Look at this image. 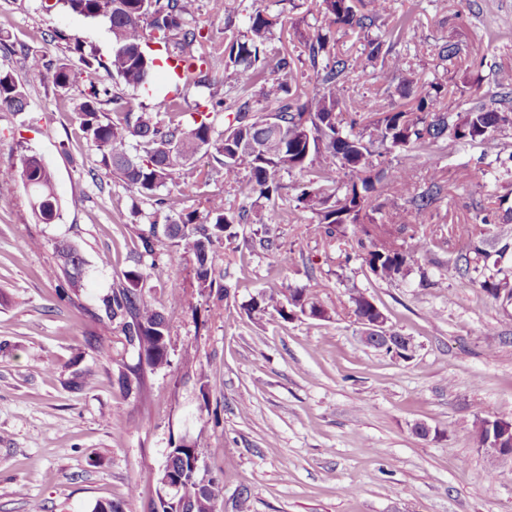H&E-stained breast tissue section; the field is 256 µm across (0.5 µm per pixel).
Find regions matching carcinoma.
<instances>
[{
	"mask_svg": "<svg viewBox=\"0 0 512 512\" xmlns=\"http://www.w3.org/2000/svg\"><path fill=\"white\" fill-rule=\"evenodd\" d=\"M76 15L103 22L112 39V56L106 63L84 55L79 63L98 66L112 78L134 90L149 84L157 60L182 62L185 84L209 87L213 70L228 97L205 98L195 103L193 123L180 117L181 104L165 98L147 112L143 104L121 92L100 90L95 85L74 98V112L80 126L99 156L104 174L120 181L140 197L153 201V210L143 214L148 233L140 234L146 254H155V243L165 239L167 262L151 260L147 275L161 277L167 268L192 262V272L201 291H212L213 255L217 246L238 237L237 227L253 222L254 238L267 250L278 253L279 261L292 263L280 253V244L268 236L263 217L248 219L247 210L224 206L222 199H210L205 216L189 212L174 219L165 210L160 191L173 186L191 194L210 177L198 169L192 179L184 171L197 154L204 152L224 171V183L241 195H256L274 205L282 198L284 175L298 174L304 186L296 196L297 207L312 214L310 233L328 243L351 248L344 261L359 259L381 280L403 281L414 264L439 244L414 234L408 228L428 223L448 196V179L441 167L428 170L423 186L414 185L411 168L386 166V157L398 152H419L437 156L440 144L452 138L464 143H486L512 129V107L485 103L481 78L471 82L469 107L448 104L443 81L420 82L406 67L396 46L405 41L410 26L400 20L386 27L383 7L377 0H319V13L329 29L303 36L304 53L316 86L307 93L300 87L298 64L289 54H274L269 48L276 21L263 10L247 16L246 28L214 42L203 28L188 18L189 0H59ZM359 29L368 33L360 56L336 53V34ZM159 45L161 56L147 51L149 43ZM372 71H367V68ZM370 73L375 80L385 74L396 85L383 88V95L396 93L405 99L401 106L384 105L377 98H344L341 90L356 74ZM51 78L61 88L74 83L75 64L66 60L49 69L39 54L27 56L28 83ZM27 93L14 75L0 71V109L24 112ZM36 183L39 205L32 207L43 223L60 217L53 176L40 159L22 155L0 171V184ZM391 195L404 199L395 213L399 227L384 224L385 200ZM507 198L500 196L494 206L484 209L481 223L494 224ZM505 209V208H503ZM512 213V206L505 209ZM492 242L486 238L458 256L459 271L479 270L477 263L491 257ZM60 263L46 272L49 279H64L75 287L82 277L83 258L69 241L57 246ZM130 271L127 285L112 289L102 299L105 317L98 319L104 332L119 330L126 343H135L139 367L125 371L119 366L118 385L124 394L141 391L144 372L168 364L169 323L164 314L138 290L145 275ZM314 306L318 298L306 287H288L279 297L260 296L251 310L275 311L289 319L301 310L302 302ZM196 449L187 442L168 455L166 468L189 488L190 495L176 508L159 502L158 512H213L223 487L211 480L199 484L194 471Z\"/></svg>",
	"mask_w": 512,
	"mask_h": 512,
	"instance_id": "carcinoma-1",
	"label": "carcinoma"
}]
</instances>
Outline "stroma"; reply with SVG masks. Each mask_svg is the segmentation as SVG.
<instances>
[{
	"label": "stroma",
	"instance_id": "35a3bbf8",
	"mask_svg": "<svg viewBox=\"0 0 512 512\" xmlns=\"http://www.w3.org/2000/svg\"><path fill=\"white\" fill-rule=\"evenodd\" d=\"M277 16L272 49L302 52L301 31L324 27L316 0H191L190 18L216 41L226 21L244 29L253 9ZM407 15L412 29L399 52L423 80L441 79L469 99L481 74L497 91L512 72V0H386L382 18ZM0 70L24 79L27 56L75 59L74 45L107 59L104 24L43 0H0ZM460 48L455 62L437 47ZM119 89L104 70L79 68L74 87L27 85L29 106L0 109V163L39 156L53 174L61 218L39 223L22 184L0 190V512H93L112 501L122 512H152L158 476L171 448L192 441L208 475L224 487L217 512H512V479L489 478L474 439L480 418H512V302L491 297L483 275H459L455 257L472 236L494 239L503 255L489 274L512 280V221L482 225L480 206L512 197V129L489 144L448 142L439 162L457 182L442 206L446 241L403 281L375 278L337 245L310 235L297 210L299 175L284 176L277 204L247 198L249 213L271 219L270 233L293 252L292 265L253 246L251 226L218 247L220 299L199 292L186 267L172 278L182 306L168 302L166 279L148 277L143 296L169 321V363L146 372L143 392L123 394L118 368L96 357L103 296L138 267L137 233L148 200L104 176L72 110L78 90ZM484 180H469L475 168ZM233 201L223 178L191 195L170 190L169 213L203 212L207 199ZM75 243L84 260L79 286L60 296L45 269L56 244ZM110 263H102V254ZM307 287L328 319L252 312L253 297ZM369 296L388 326L411 337L404 359L359 340L350 289ZM90 370L94 381L81 385ZM423 422L431 438L413 428Z\"/></svg>",
	"mask_w": 512,
	"mask_h": 512
}]
</instances>
